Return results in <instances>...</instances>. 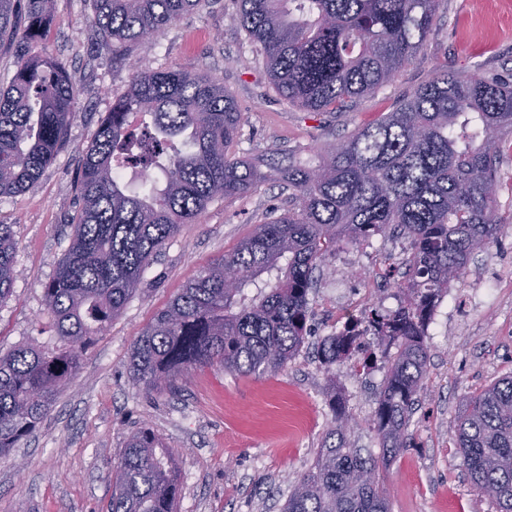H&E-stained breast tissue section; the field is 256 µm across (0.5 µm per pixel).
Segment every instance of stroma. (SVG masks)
I'll list each match as a JSON object with an SVG mask.
<instances>
[{
	"label": "stroma",
	"instance_id": "obj_1",
	"mask_svg": "<svg viewBox=\"0 0 512 512\" xmlns=\"http://www.w3.org/2000/svg\"><path fill=\"white\" fill-rule=\"evenodd\" d=\"M93 15L92 0H55L43 44L47 57L66 64L77 117L35 187L0 197V224L12 225L16 243L13 290L0 302L1 355L24 343L47 351L61 347L44 311L43 285L71 242L82 151L135 67L202 71L222 83L242 114L230 157L258 160L291 150L311 165L428 82L438 66L512 76V0H440L434 36L392 83L320 112L276 94L237 19L235 0H207L162 36L141 41L131 50V66L113 58L96 36ZM285 199L277 170L265 168L252 192L212 202L197 223L183 225L166 242L139 292L87 349L77 377L57 393L47 416L0 456V512H108L112 470L129 435L142 426L177 457V512H282L332 425L334 398L356 424L352 443L380 456L369 421L394 346L368 338L377 366L361 376L343 360L323 368L316 350L336 330L342 311L337 286L366 308L388 312L403 305L402 274L412 245L400 235L343 242L327 256L308 295L305 342L284 371L233 375L203 367L174 395L146 391L130 378L129 356L141 330L188 280L250 236ZM482 286L492 290L483 308L456 307L468 289ZM440 306L448 311V338L424 339L429 360L409 426L415 445L402 449L380 480L391 512H500L470 482L456 429L473 394L512 375V223L502 225L495 244L475 253Z\"/></svg>",
	"mask_w": 512,
	"mask_h": 512
}]
</instances>
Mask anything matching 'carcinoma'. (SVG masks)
Returning a JSON list of instances; mask_svg holds the SVG:
<instances>
[{
  "instance_id": "1",
  "label": "carcinoma",
  "mask_w": 512,
  "mask_h": 512,
  "mask_svg": "<svg viewBox=\"0 0 512 512\" xmlns=\"http://www.w3.org/2000/svg\"><path fill=\"white\" fill-rule=\"evenodd\" d=\"M54 0H0V44L42 38ZM439 0H237L238 20L265 60L276 92L310 112L377 92L416 59L434 34ZM92 27L124 60L204 0H93ZM76 118L75 91L59 59L22 55L0 87V196L37 183ZM241 112L224 86L181 69L137 71L112 102L82 160L72 241L44 284L45 311L62 349L34 344L0 355V454L28 436L82 356L140 290L142 276L184 224L218 198L243 196L261 165L230 159ZM512 135V82L441 66L390 112L345 136L309 166L277 164L288 207L189 280L140 333L129 357L134 384L178 389L203 366L231 374L277 373L304 343L315 273L342 240L400 232L411 239L407 300L374 309L355 335L327 337L330 367L360 349L361 336L389 338V358L371 423L378 458L350 442L345 407L283 512H389L380 470L412 447L410 418L429 359L425 324L474 253L494 243L501 213L499 140ZM153 178L135 188L124 172ZM14 232L0 224V300L14 279ZM458 447L478 491L512 512V376L473 395ZM174 455L149 428L128 438L116 467L110 512H176Z\"/></svg>"
}]
</instances>
